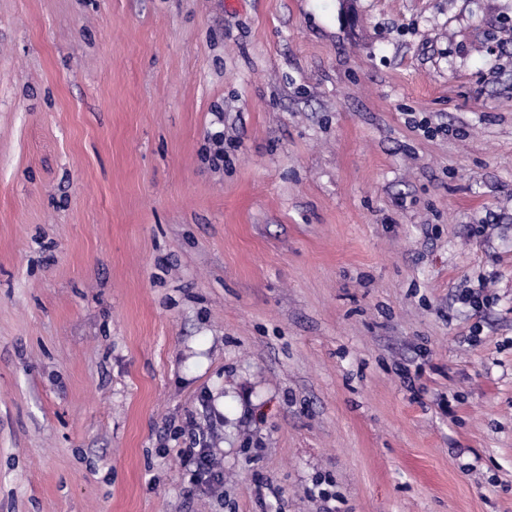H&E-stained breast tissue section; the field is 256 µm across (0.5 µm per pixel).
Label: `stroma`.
<instances>
[{"instance_id":"obj_1","label":"stroma","mask_w":512,"mask_h":512,"mask_svg":"<svg viewBox=\"0 0 512 512\" xmlns=\"http://www.w3.org/2000/svg\"><path fill=\"white\" fill-rule=\"evenodd\" d=\"M0 512H512V0H0ZM190 456L196 457L199 460L198 469L203 473L205 479L210 483L222 484L224 481V474L221 471H214L213 465L209 459L208 448H189L185 451Z\"/></svg>"}]
</instances>
